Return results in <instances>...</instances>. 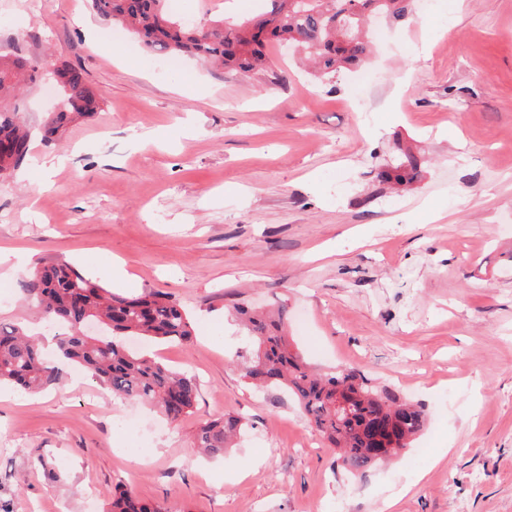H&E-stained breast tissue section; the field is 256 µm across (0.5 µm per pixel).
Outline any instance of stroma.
<instances>
[{
    "label": "stroma",
    "mask_w": 512,
    "mask_h": 512,
    "mask_svg": "<svg viewBox=\"0 0 512 512\" xmlns=\"http://www.w3.org/2000/svg\"><path fill=\"white\" fill-rule=\"evenodd\" d=\"M267 5L191 7L208 24ZM373 42L362 86L353 69L320 85L277 45L248 77L188 57L171 72L89 0H0V53L42 70L0 101L33 132L0 177V251L168 293L191 342L132 346L199 388L171 422L77 368L36 394L0 387L12 512H85L119 484L184 512H512V0H432L381 19ZM65 63L102 105L48 145L37 130ZM406 152L421 174L397 192L378 173ZM21 275L0 263V323L32 329ZM238 305L287 307L292 349L422 405V433L363 474L338 467L287 392L241 377ZM228 414L246 420L241 439L200 454L197 428Z\"/></svg>",
    "instance_id": "1"
}]
</instances>
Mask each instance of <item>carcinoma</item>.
<instances>
[{"label": "carcinoma", "instance_id": "cac0c4a2", "mask_svg": "<svg viewBox=\"0 0 512 512\" xmlns=\"http://www.w3.org/2000/svg\"><path fill=\"white\" fill-rule=\"evenodd\" d=\"M271 9L237 21L215 20L193 25L173 19L166 0H91L102 19L134 32L157 53L196 57L240 75L266 67L265 48L271 43L294 46L314 65V76L324 82L344 68L362 65L370 52L367 34L371 16L399 18L409 0H270ZM36 62L21 56L0 55V94L16 93L30 81ZM62 106L42 130L51 145L64 127L100 108L101 95L86 82L81 69L63 65L56 70ZM0 169L13 170L25 161L29 135L16 112L0 109ZM420 168L419 159L406 154L393 168L379 173L382 181L408 185ZM23 298L58 329L54 359H46L38 335L13 325H0V384L11 383L37 392L55 386L68 361L86 369L112 395L157 407L166 416L180 418L192 412L198 385L161 362L133 350L131 336L152 341L187 342L193 327L188 314L167 293L157 290L126 297L112 293L101 280L91 278L68 263L45 265L21 276ZM236 312L253 345L250 356L239 363L242 377L257 387L282 386L298 400L316 430L339 449L341 465L363 471L384 463L407 447L422 430L424 413L400 400L393 392L372 384L351 369L317 376L301 356L290 349L283 334L287 311ZM242 426L229 415L207 422L194 436L196 447L212 457L224 455ZM393 447L379 455L375 433ZM106 512H181L116 488L108 495Z\"/></svg>", "mask_w": 512, "mask_h": 512}]
</instances>
